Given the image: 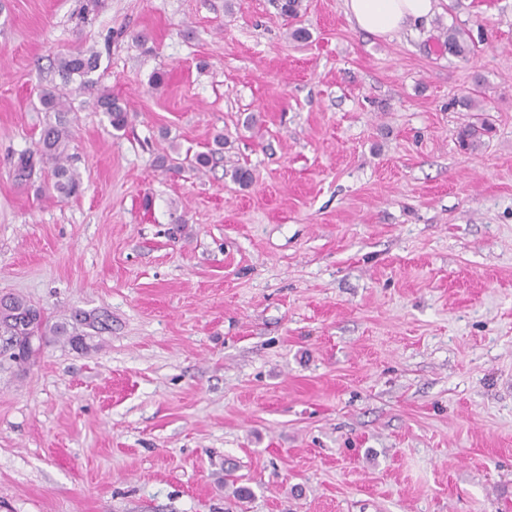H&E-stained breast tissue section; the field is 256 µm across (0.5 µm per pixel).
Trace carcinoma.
Listing matches in <instances>:
<instances>
[{
    "label": "carcinoma",
    "mask_w": 512,
    "mask_h": 512,
    "mask_svg": "<svg viewBox=\"0 0 512 512\" xmlns=\"http://www.w3.org/2000/svg\"><path fill=\"white\" fill-rule=\"evenodd\" d=\"M444 44L448 51L457 57H465L472 51L474 40L465 30L448 28L444 32ZM98 67V54L94 50L79 51L60 59L58 68L64 85L78 83V88L87 89L94 84L91 74ZM43 108L48 112H65L67 106L62 96L54 90H46L40 96ZM98 104L107 113L112 129L123 131L128 126V112L122 104L112 98L109 93L102 92L98 96ZM489 132L486 126L466 125L460 131V141L466 149L475 150L482 145L483 137ZM68 131L61 125L44 129L39 153L53 160V190L61 197H71L80 191V180L64 164ZM15 314H0V345H8L10 351L0 350V363L13 362L24 364L29 362L49 342L52 336H65L73 339L69 333L68 322L52 323L42 309L36 308L26 301L10 298Z\"/></svg>",
    "instance_id": "obj_1"
}]
</instances>
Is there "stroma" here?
<instances>
[{
    "label": "stroma",
    "instance_id": "1",
    "mask_svg": "<svg viewBox=\"0 0 512 512\" xmlns=\"http://www.w3.org/2000/svg\"><path fill=\"white\" fill-rule=\"evenodd\" d=\"M280 3L0 0V296L108 318L0 366V512H512V0ZM439 0H344L345 15L358 29L378 37L392 36L409 19L423 18ZM443 35L446 48L457 57H466L474 47L475 43L469 31L450 27ZM97 67L98 54L91 49L62 57L58 64L64 86L78 81L79 89L93 86L95 82L90 76ZM99 106L106 112L110 119L112 129L115 131H123L128 126V112L117 100L112 98L109 93H100L97 100ZM68 137V131L61 125L47 127L43 131L39 148L41 157L54 162L52 188L61 197H71L80 191V180L63 162Z\"/></svg>",
    "mask_w": 512,
    "mask_h": 512
}]
</instances>
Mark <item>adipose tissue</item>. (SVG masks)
I'll use <instances>...</instances> for the list:
<instances>
[{
	"label": "adipose tissue",
	"mask_w": 512,
	"mask_h": 512,
	"mask_svg": "<svg viewBox=\"0 0 512 512\" xmlns=\"http://www.w3.org/2000/svg\"><path fill=\"white\" fill-rule=\"evenodd\" d=\"M439 0H344L348 20L358 29L378 37L402 30L410 19L433 13Z\"/></svg>",
	"instance_id": "1"
}]
</instances>
